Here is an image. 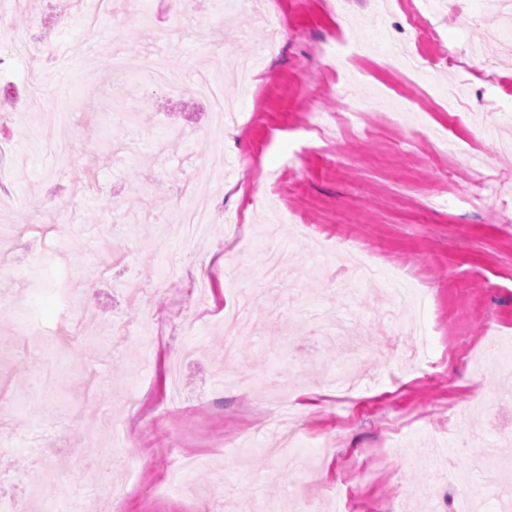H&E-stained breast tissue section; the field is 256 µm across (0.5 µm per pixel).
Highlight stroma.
<instances>
[{"label": "stroma", "instance_id": "35a3bbf8", "mask_svg": "<svg viewBox=\"0 0 512 512\" xmlns=\"http://www.w3.org/2000/svg\"><path fill=\"white\" fill-rule=\"evenodd\" d=\"M126 67L159 53L178 60L191 95L124 83L126 108L149 122L115 124L112 2L61 17L59 0H0V500L24 512H105L95 496L131 484L124 512H294L295 483L319 512H454L459 487L444 467L485 457L512 462V421L487 409L512 402V158L496 155L488 124L512 120V37L499 0H452L436 13L442 49L428 77L395 70L393 47L415 49L426 0H130ZM280 31L265 50L260 18ZM358 43L343 70L322 53ZM252 56L227 83L236 118L209 132L211 104L196 74L213 45ZM94 70L95 81L84 79ZM352 82L351 100L336 93ZM67 106L70 146L32 131ZM365 116L329 143L308 138L307 113ZM219 180L194 179L211 161ZM205 205L215 222L191 247L164 216ZM45 209L52 236L27 234ZM127 225L122 261L112 227ZM286 257L283 282L264 285L263 251ZM97 287L85 293L84 280ZM167 280V291L155 284ZM130 283L137 300L117 289ZM257 300L223 355L224 312ZM46 329L21 339V315ZM305 318L303 335L288 319ZM421 322L414 349L392 346L393 321ZM198 348L180 370L184 411L142 427L127 393L166 398L168 349ZM354 384L336 386L341 365ZM287 383H280L282 369ZM300 413L308 435L288 473L270 456L282 434L260 427L269 393ZM197 465L183 477L169 442Z\"/></svg>", "mask_w": 512, "mask_h": 512}]
</instances>
